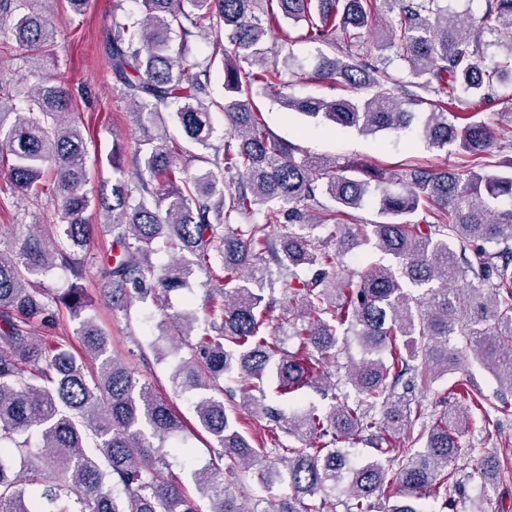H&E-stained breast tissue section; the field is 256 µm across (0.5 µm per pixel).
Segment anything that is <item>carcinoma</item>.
<instances>
[{
  "label": "carcinoma",
  "instance_id": "obj_1",
  "mask_svg": "<svg viewBox=\"0 0 512 512\" xmlns=\"http://www.w3.org/2000/svg\"><path fill=\"white\" fill-rule=\"evenodd\" d=\"M28 0H0V22L12 18L16 42L36 66L50 50L57 27L45 11L20 12ZM277 3L278 9L272 8ZM395 13L380 46L395 47L408 64V79L391 78L372 63L364 34L375 26L377 0H142L144 16H125L108 31L109 64L120 93L135 108L143 131L134 153L137 180L116 179L112 199L98 201L119 249L102 269V288L111 306L127 308L133 298L156 290L183 289L193 267L226 285L217 335L202 330L192 356L178 366L173 382L189 391L210 390L194 402L198 428L219 446L218 459L231 472L246 473L282 462L289 491L246 509L222 486L220 469L194 472L198 489L208 494L209 512H428L427 499L453 506L474 474H460L456 462L472 448L459 434L478 415L499 423L508 401L488 409L472 381L454 384L463 412L434 415L424 449H414L408 431L427 417V408L410 393L429 390L459 358L451 337L463 336L477 360L512 392V206L494 209L489 199H512V174L492 175L501 134L474 112L454 111L461 96L490 105L501 84L512 83V0H485L477 21L448 14L443 0H382ZM224 30L231 53L224 54V116L230 134L200 157L207 168L189 176L166 135L148 125L166 110L186 141L211 148L212 98L209 72L214 57L191 65L173 50L200 21ZM305 23V40L319 46L316 78L371 92L369 97L298 98L281 95L284 108L328 125L361 133L419 128L429 146L454 145L464 156L459 170L410 165L379 184L362 164H336L318 157L296 160L297 148L277 137L256 108L254 96L281 85L278 61L268 58L265 37L283 24ZM495 31L509 54L484 64L479 32ZM341 50L343 57L330 56ZM72 92L42 80L20 108L0 100V151L11 158L14 192L35 205L55 177L64 229L33 230L11 251L0 249V512H199L169 476L162 441L184 427L169 402L127 366L108 355L110 336L91 317L80 322L79 348L58 337L46 343L32 333L36 321L54 323L61 310L80 317L88 307L84 289L73 283L49 295L35 279L55 268L81 277L75 251L86 246L92 206L86 189L83 132L70 118ZM428 105L410 112L407 105ZM379 191L380 220L341 224L337 216L362 207ZM326 198L328 203L321 202ZM299 231L277 234L278 226ZM331 224L326 237L313 234ZM374 242L397 259L395 267H373L353 282L341 258L360 239ZM336 250L330 251L329 244ZM177 252L163 269L152 257L162 249ZM276 266L259 268L263 254ZM317 268L308 278L303 268ZM461 282L449 287L448 279ZM440 286H432L433 282ZM291 297L283 319L298 338L294 352L281 350L263 330L264 292L277 283ZM426 287L427 302L406 285ZM357 336L362 357L348 372L355 397L334 385L336 404L288 418V434L299 445L255 448L239 432L217 385L222 377L261 379L275 370L277 394H294L318 383L325 360L339 355V333ZM405 393L394 395L398 384ZM241 407L273 421L279 410L245 393ZM379 428L385 462L352 463L336 444ZM156 438L155 445L148 437ZM29 462L25 474L12 472L14 453ZM512 473V453L485 456L477 475ZM342 488L348 500L333 497Z\"/></svg>",
  "mask_w": 512,
  "mask_h": 512
}]
</instances>
